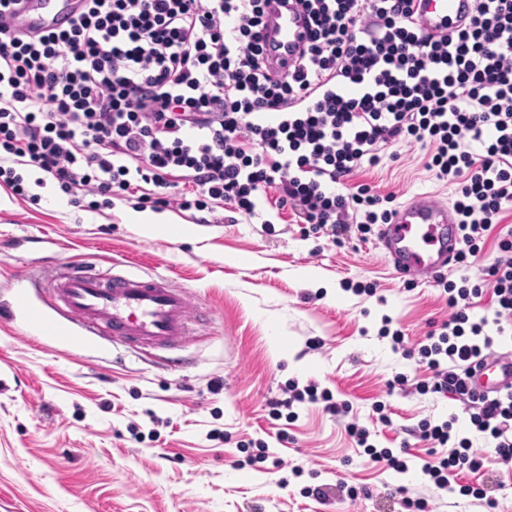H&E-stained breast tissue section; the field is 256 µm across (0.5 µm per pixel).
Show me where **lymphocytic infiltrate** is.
<instances>
[{
    "instance_id": "obj_1",
    "label": "lymphocytic infiltrate",
    "mask_w": 512,
    "mask_h": 512,
    "mask_svg": "<svg viewBox=\"0 0 512 512\" xmlns=\"http://www.w3.org/2000/svg\"><path fill=\"white\" fill-rule=\"evenodd\" d=\"M289 0H84L69 29L18 34L19 0H0V185L37 203L21 173L44 186L136 208L255 215L275 194L309 233L387 222L392 195L350 185L390 144L428 151L436 179L456 184L461 230L456 262L469 266L491 231L501 258L483 281L443 282L448 317L415 344L401 330L380 337L416 359L427 379L396 374L388 390L452 395L471 427L512 463V389L474 396L475 366L512 330V0H475L470 28L422 33L414 0H297L308 39L291 72L269 64L263 18ZM492 288L494 320L472 319L474 298ZM297 404L349 411L316 383L285 388ZM413 437L428 448L421 471L436 488L483 468L485 453L451 420H422Z\"/></svg>"
}]
</instances>
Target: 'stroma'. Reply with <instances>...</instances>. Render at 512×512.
I'll return each mask as SVG.
<instances>
[{"label": "stroma", "mask_w": 512, "mask_h": 512, "mask_svg": "<svg viewBox=\"0 0 512 512\" xmlns=\"http://www.w3.org/2000/svg\"><path fill=\"white\" fill-rule=\"evenodd\" d=\"M355 180L398 205L422 193L456 198L419 148L389 146ZM39 195L0 197V512H411L406 502L418 498L431 512H512V469L494 454L453 491L429 487L420 471L426 449L411 430L459 405L387 393L395 374L426 373L378 331L386 315L415 343L448 309L438 286L399 276L377 238H307L292 213L266 202L233 222L225 209L176 210L184 233L148 238L127 224L125 201L92 210L52 185ZM76 262L106 277L166 275L209 317L167 349L40 335L11 283L24 275L31 303L60 318L56 276ZM357 283L376 284V295L354 293ZM291 380L348 402L379 446L410 441L407 471L374 466L323 404L299 406L294 422L272 417L270 401ZM382 399L393 409L387 426L372 421ZM257 439L269 459L253 465ZM341 482L355 496L304 493ZM464 484L483 487L487 501L461 494Z\"/></svg>", "instance_id": "obj_1"}]
</instances>
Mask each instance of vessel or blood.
<instances>
[{"instance_id":"b4317fda","label":"vessel or blood","mask_w":512,"mask_h":512,"mask_svg":"<svg viewBox=\"0 0 512 512\" xmlns=\"http://www.w3.org/2000/svg\"><path fill=\"white\" fill-rule=\"evenodd\" d=\"M84 0H20L12 22L37 31L69 28L81 14ZM474 16L473 0H418L416 20L431 33L445 35L468 24ZM272 55L292 66L307 39L301 7L266 13ZM377 239L395 268L414 278L450 268L460 248L456 214L448 204L420 194L395 209L389 223L380 225ZM56 291L69 311V321L83 335L108 333L137 344L168 346L186 336L195 310L186 294L167 276L143 277L133 272L106 278L86 267H74L57 280ZM19 308L31 325L46 336L67 337L61 323L29 301L28 289L16 292ZM512 385V353L477 368L472 386L482 391Z\"/></svg>"}]
</instances>
